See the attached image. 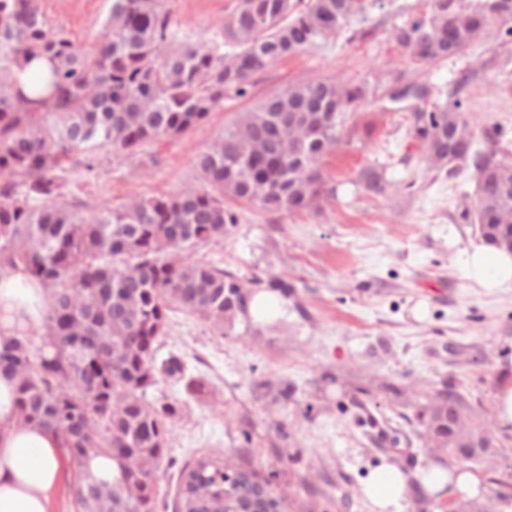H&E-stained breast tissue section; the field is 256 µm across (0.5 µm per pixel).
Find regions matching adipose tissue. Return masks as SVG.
Wrapping results in <instances>:
<instances>
[{
  "instance_id": "ef3b65f1",
  "label": "adipose tissue",
  "mask_w": 512,
  "mask_h": 512,
  "mask_svg": "<svg viewBox=\"0 0 512 512\" xmlns=\"http://www.w3.org/2000/svg\"><path fill=\"white\" fill-rule=\"evenodd\" d=\"M470 279L485 288H512V253L485 242L471 243L463 259ZM48 294L23 270L0 276V335L9 337L41 325ZM61 443L38 426L18 423L15 381L0 373V512H48L62 480ZM428 495L462 493L480 498L481 479L460 467L434 468L412 482L397 465L376 468L363 484L371 512H405L414 485Z\"/></svg>"
}]
</instances>
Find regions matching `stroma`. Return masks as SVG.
<instances>
[{"label":"stroma","instance_id":"1","mask_svg":"<svg viewBox=\"0 0 512 512\" xmlns=\"http://www.w3.org/2000/svg\"><path fill=\"white\" fill-rule=\"evenodd\" d=\"M236 0H173L179 34L195 42L223 29ZM42 12L73 40L99 36L112 0H39ZM427 9V0H376L351 33L279 60L254 77L249 97L224 108L183 137L147 146L158 164L102 152L100 177H72L70 196L120 204L134 196L173 194L194 176L195 155L252 99L310 76L360 83L393 71L427 86L430 101L446 103L461 76L458 98L476 137L498 125L512 139V42L498 31L462 54L411 65L389 30ZM360 122L374 129L368 143H342L326 160L333 188L320 213L271 216L238 202L241 221L230 237L202 248L207 259L244 277L293 280L296 300L270 294L252 318L250 334L215 336L196 317L177 312L159 357L181 354L200 393L160 381L157 398L178 401L182 415L163 468L158 512H174L181 469L215 453L259 471L286 500L287 512H370L361 485L391 462L410 474L448 466L455 457L426 445L418 412L436 391L464 399L473 422L492 423V445L464 462L482 475L487 501L512 491V426L498 424L499 361L512 356V288L488 290L467 275L463 252L480 236L463 223L473 202L470 174L448 179L430 168L411 138L406 113L367 105ZM387 164L390 190L373 196L354 171ZM290 387L288 402L271 404L259 384ZM253 447L241 444L242 430Z\"/></svg>","mask_w":512,"mask_h":512}]
</instances>
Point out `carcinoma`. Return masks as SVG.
Returning <instances> with one entry per match:
<instances>
[{"instance_id": "cac0c4a2", "label": "carcinoma", "mask_w": 512, "mask_h": 512, "mask_svg": "<svg viewBox=\"0 0 512 512\" xmlns=\"http://www.w3.org/2000/svg\"><path fill=\"white\" fill-rule=\"evenodd\" d=\"M486 0H429L428 11L395 26L389 39L411 61L453 56L487 28L512 21ZM369 0H237L224 31L208 44L178 37L172 0H112L98 43L85 48L55 29L37 0H0V275L18 268L49 295L42 326L0 335V372L16 380L18 421L56 434L71 472L76 512H157L158 481L182 407L149 397L159 381L186 378L184 360H157L171 314L199 318L215 336L252 327L262 290L288 300L294 282L243 277L197 257L228 237L240 213L227 199L271 215L314 210L333 191L324 159L343 136L366 142L373 128L351 122L358 107L399 99L397 75L345 84L310 77L258 100L224 125L196 154L201 185L177 194L133 197L112 207L68 198L69 177L98 175L106 147L142 164L149 143L173 139L207 121L224 98L250 95L253 77L271 63L347 31ZM49 74L19 86L35 58ZM413 139L449 178L472 169L476 202L460 213L493 244L512 236V163L497 127L475 147L462 103L412 98ZM364 191L389 184L377 165L361 168ZM467 408L453 391L425 406L427 422H448ZM112 458L118 476H93L92 457ZM181 512H279L281 502L259 474L219 457L181 471Z\"/></svg>"}]
</instances>
